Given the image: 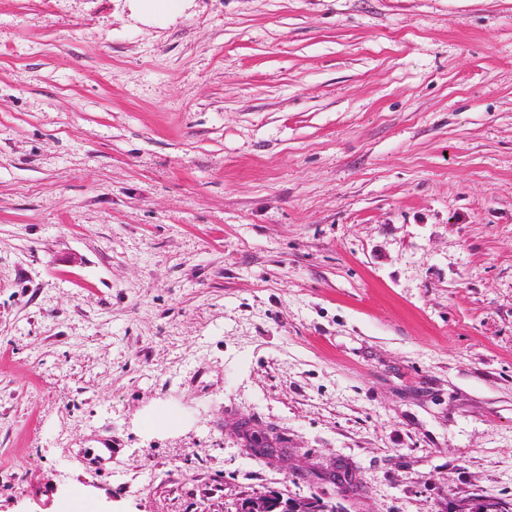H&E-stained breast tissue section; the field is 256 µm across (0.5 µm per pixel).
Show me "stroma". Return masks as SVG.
Here are the masks:
<instances>
[{
	"mask_svg": "<svg viewBox=\"0 0 512 512\" xmlns=\"http://www.w3.org/2000/svg\"><path fill=\"white\" fill-rule=\"evenodd\" d=\"M485 493L512 0H0V512Z\"/></svg>",
	"mask_w": 512,
	"mask_h": 512,
	"instance_id": "35a3bbf8",
	"label": "stroma"
}]
</instances>
